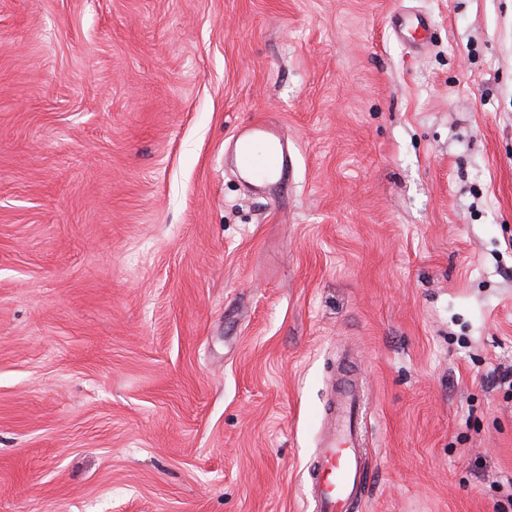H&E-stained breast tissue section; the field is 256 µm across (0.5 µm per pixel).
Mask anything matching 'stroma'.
<instances>
[{"instance_id":"1","label":"stroma","mask_w":512,"mask_h":512,"mask_svg":"<svg viewBox=\"0 0 512 512\" xmlns=\"http://www.w3.org/2000/svg\"><path fill=\"white\" fill-rule=\"evenodd\" d=\"M348 359L359 512H512V0H0V512H311ZM256 143H263L270 151L258 153ZM234 166L247 178L269 193L280 194L285 185L288 157L281 148V133L275 124L257 122L242 129L236 138Z\"/></svg>"}]
</instances>
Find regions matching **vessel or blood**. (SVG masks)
I'll return each mask as SVG.
<instances>
[{
  "label": "vessel or blood",
  "instance_id": "vessel-or-blood-1",
  "mask_svg": "<svg viewBox=\"0 0 512 512\" xmlns=\"http://www.w3.org/2000/svg\"><path fill=\"white\" fill-rule=\"evenodd\" d=\"M234 166L269 193H281L288 157L275 124L258 122L236 138ZM364 393L350 367L339 373L330 409L332 428L309 469L307 498L312 512H351L368 481L362 447Z\"/></svg>",
  "mask_w": 512,
  "mask_h": 512
}]
</instances>
